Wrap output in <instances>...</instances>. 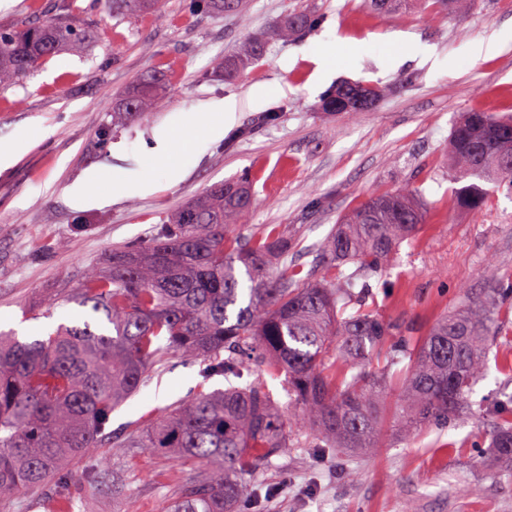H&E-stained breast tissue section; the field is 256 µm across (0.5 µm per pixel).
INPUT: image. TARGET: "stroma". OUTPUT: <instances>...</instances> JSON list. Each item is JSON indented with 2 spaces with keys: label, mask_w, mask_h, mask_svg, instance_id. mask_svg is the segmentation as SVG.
I'll use <instances>...</instances> for the list:
<instances>
[{
  "label": "stroma",
  "mask_w": 512,
  "mask_h": 512,
  "mask_svg": "<svg viewBox=\"0 0 512 512\" xmlns=\"http://www.w3.org/2000/svg\"><path fill=\"white\" fill-rule=\"evenodd\" d=\"M299 10L314 20L303 36L269 40L254 64L215 75L214 59ZM63 16L92 30L84 51L54 56L0 90V142L29 140L0 170V331L31 337L78 322L82 310L73 304L43 317V297L74 286L112 247L149 239L173 211L225 180L249 181L254 192L241 235L283 225L296 243L288 263L304 265L340 215L373 193L419 187L426 224L371 280L374 308L411 320L417 336L458 307L466 289L481 288L487 260L503 282L512 281V192L493 190L482 211H462L448 174V141L464 113H512V0H470L449 16L413 0L390 18L362 0H245L241 12L224 14L164 0L161 15L117 18L102 0H77L69 11L62 0H0V27ZM389 33L404 45L387 46ZM490 43L496 51L471 58L472 48ZM151 71L169 79L161 104L148 118L113 126L114 99ZM344 81L382 94L366 112H322L321 100ZM259 85L283 92L256 102ZM230 96L238 118L203 154L186 147L173 160L156 154L158 129ZM175 161L185 169L176 182L169 176ZM92 173L101 177L92 186L99 194L112 179L146 178L155 189L74 205L70 187ZM504 362L512 365V342L502 338L474 401L490 408L512 392V372L499 370ZM203 370L171 360L113 412L112 431L140 435L168 405L223 387V377ZM301 439L302 447L271 456L248 478L239 512H512V472L487 454L488 416L410 434L388 422L372 454L317 447L309 430ZM90 456L108 470L90 483L85 461L72 465L68 502L51 483L1 501L0 512H161L202 473L197 464L139 448H96ZM464 485L479 494L464 495Z\"/></svg>",
  "instance_id": "stroma-1"
}]
</instances>
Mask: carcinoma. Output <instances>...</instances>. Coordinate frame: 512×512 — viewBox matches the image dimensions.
Instances as JSON below:
<instances>
[{
	"label": "carcinoma",
	"mask_w": 512,
	"mask_h": 512,
	"mask_svg": "<svg viewBox=\"0 0 512 512\" xmlns=\"http://www.w3.org/2000/svg\"><path fill=\"white\" fill-rule=\"evenodd\" d=\"M163 0H112V15L154 14ZM400 0H365L390 16ZM311 15L285 16L273 35L310 28ZM88 31L65 22L0 27V88L60 53H77ZM264 37L245 39L216 66L238 70L256 60ZM168 80L143 76L118 99L112 124L141 118L162 99ZM380 90L344 82L323 99L331 114L366 112ZM448 156L455 203L479 211L485 184L512 190V116L467 112L454 125ZM245 181L206 189L182 205L145 242L112 249L74 288L46 298L53 309L74 303L82 321L45 337L0 332V501L58 481L92 448H142L193 461L205 472L162 512H234L246 477L263 461L298 445L257 374L289 379L303 424L328 448L376 449L382 397L399 390L401 431L475 417L471 399L502 334L499 316L512 298L493 263L486 287L441 317L415 341L413 324L386 320L366 304L357 280L376 274L425 223L418 190L378 193L342 216L321 243L314 265L278 268L295 241L270 224L243 240L236 233L252 209ZM180 356L206 363L228 386L179 402L141 435H112V411L136 394L156 367ZM492 460L512 465V407L493 413Z\"/></svg>",
	"instance_id": "1"
}]
</instances>
